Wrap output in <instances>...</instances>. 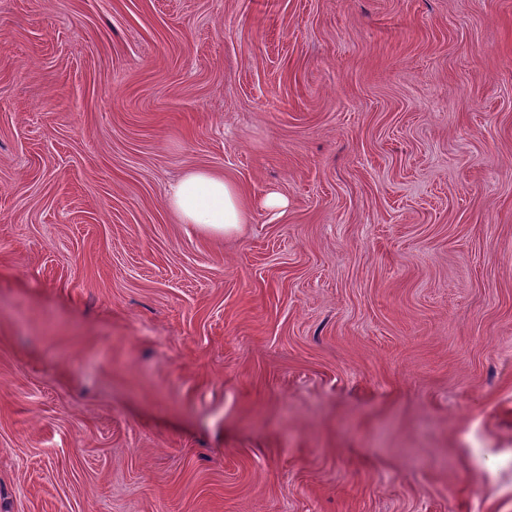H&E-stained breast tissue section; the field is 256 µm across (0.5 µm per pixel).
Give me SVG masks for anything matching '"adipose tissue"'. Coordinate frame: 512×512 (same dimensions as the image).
I'll use <instances>...</instances> for the list:
<instances>
[{
    "instance_id": "1",
    "label": "adipose tissue",
    "mask_w": 512,
    "mask_h": 512,
    "mask_svg": "<svg viewBox=\"0 0 512 512\" xmlns=\"http://www.w3.org/2000/svg\"><path fill=\"white\" fill-rule=\"evenodd\" d=\"M166 202L180 223L205 235L223 236L247 221L240 187L209 169L190 171L170 184Z\"/></svg>"
}]
</instances>
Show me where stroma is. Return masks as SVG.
<instances>
[{
  "label": "stroma",
  "instance_id": "35a3bbf8",
  "mask_svg": "<svg viewBox=\"0 0 512 512\" xmlns=\"http://www.w3.org/2000/svg\"><path fill=\"white\" fill-rule=\"evenodd\" d=\"M0 512H512V0H0ZM166 203L181 224L205 235L231 234L247 221L240 187L209 169L189 171L170 184Z\"/></svg>",
  "mask_w": 512,
  "mask_h": 512
}]
</instances>
